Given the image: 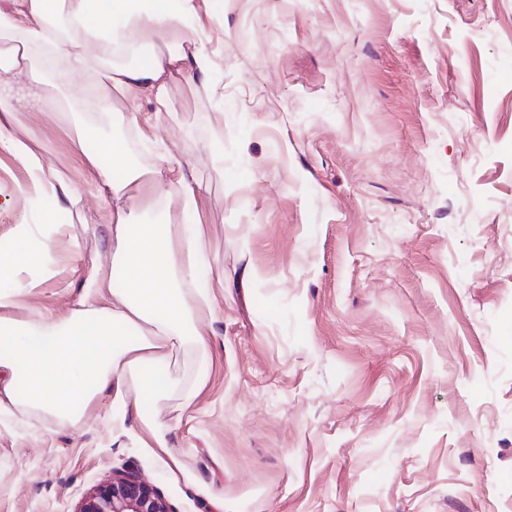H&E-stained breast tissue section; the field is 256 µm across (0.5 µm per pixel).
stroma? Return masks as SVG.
I'll return each instance as SVG.
<instances>
[{
  "label": "stroma",
  "instance_id": "1",
  "mask_svg": "<svg viewBox=\"0 0 512 512\" xmlns=\"http://www.w3.org/2000/svg\"><path fill=\"white\" fill-rule=\"evenodd\" d=\"M190 37L211 70L161 106L92 112L87 76L0 69L82 196L47 228L66 204L19 198L0 149V238L53 234L24 313L69 315L111 268L82 161L101 133L168 157L141 220L203 224L193 286L215 299L192 403L1 415L0 512H73L116 472L171 512H512V0H196Z\"/></svg>",
  "mask_w": 512,
  "mask_h": 512
}]
</instances>
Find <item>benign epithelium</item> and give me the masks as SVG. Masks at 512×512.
Instances as JSON below:
<instances>
[{
    "instance_id": "benign-epithelium-1",
    "label": "benign epithelium",
    "mask_w": 512,
    "mask_h": 512,
    "mask_svg": "<svg viewBox=\"0 0 512 512\" xmlns=\"http://www.w3.org/2000/svg\"><path fill=\"white\" fill-rule=\"evenodd\" d=\"M74 512H170L154 486L136 474H114L77 505Z\"/></svg>"
}]
</instances>
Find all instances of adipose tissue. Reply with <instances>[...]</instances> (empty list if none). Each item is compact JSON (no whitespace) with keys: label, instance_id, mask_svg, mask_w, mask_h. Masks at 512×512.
<instances>
[{"label":"adipose tissue","instance_id":"ef3b65f1","mask_svg":"<svg viewBox=\"0 0 512 512\" xmlns=\"http://www.w3.org/2000/svg\"><path fill=\"white\" fill-rule=\"evenodd\" d=\"M0 8V56L10 68L34 70L56 60L59 75L88 74L101 111H112L115 94L137 93L164 102L168 84L184 67L207 73L210 58L199 47L172 49L189 31L193 0H16ZM139 50L132 66L107 64L108 54ZM11 98L0 95V147L28 169L33 193L58 187L71 207L82 197L46 168L36 135L14 133ZM84 162L98 190L112 199L106 216L112 263L125 272L124 287L100 275L94 292L69 316L13 317L19 307L13 286L27 261L16 245L0 247V414L19 407L59 422L84 416L103 390L115 404H157L180 386L175 351L204 350L202 317L213 309L209 293L188 296L186 286L205 259L202 225L139 224L137 190L158 183L160 169L130 165L124 151L103 142Z\"/></svg>","mask_w":512,"mask_h":512}]
</instances>
